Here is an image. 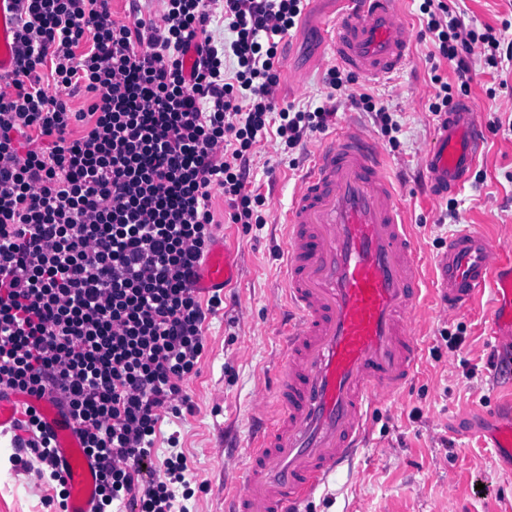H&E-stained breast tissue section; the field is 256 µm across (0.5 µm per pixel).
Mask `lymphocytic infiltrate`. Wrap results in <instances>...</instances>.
<instances>
[{
  "mask_svg": "<svg viewBox=\"0 0 512 512\" xmlns=\"http://www.w3.org/2000/svg\"><path fill=\"white\" fill-rule=\"evenodd\" d=\"M160 23L113 20L110 0H14V70L0 80V385L63 390L99 468L96 512H188L173 484L184 455L145 479L163 414L180 415L197 373L204 325L223 304L191 282L218 226L213 189L232 224H259L247 192L258 133L286 148L332 115L278 107L280 47L305 0H224L233 39L215 45L205 0H162ZM461 84L467 57L500 41L420 6ZM238 64L224 78V56ZM64 88L48 95L46 84ZM89 100L72 111L69 100Z\"/></svg>",
  "mask_w": 512,
  "mask_h": 512,
  "instance_id": "obj_1",
  "label": "lymphocytic infiltrate"
}]
</instances>
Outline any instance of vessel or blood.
Segmentation results:
<instances>
[{
	"mask_svg": "<svg viewBox=\"0 0 512 512\" xmlns=\"http://www.w3.org/2000/svg\"><path fill=\"white\" fill-rule=\"evenodd\" d=\"M326 39L342 68L369 80L399 72L413 52L402 0H336ZM15 15L0 0V75L14 68L2 51ZM487 106L463 99L440 122L422 160L432 198L469 179L485 136ZM286 288L296 310L274 391L272 426L249 449L243 487L230 512H298L300 504L359 447L375 401L409 380L419 357L412 317L425 283L415 237L398 185L379 143L353 125L341 127L313 156L284 216ZM442 317L468 311L490 295L488 334L512 340V263L475 226H463L436 259ZM233 279L223 240H216L195 288L211 291ZM56 392L27 396L0 386V437L18 433L24 411L38 415L56 443L67 512H95L98 475L80 448L72 417Z\"/></svg>",
	"mask_w": 512,
	"mask_h": 512,
	"instance_id": "b4317fda",
	"label": "vessel or blood"
}]
</instances>
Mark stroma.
<instances>
[{
	"label": "stroma",
	"mask_w": 512,
	"mask_h": 512,
	"mask_svg": "<svg viewBox=\"0 0 512 512\" xmlns=\"http://www.w3.org/2000/svg\"><path fill=\"white\" fill-rule=\"evenodd\" d=\"M422 0H403L413 32V59L390 79L354 77L344 94L331 95L327 74L334 63L318 23L329 0H311L290 45L304 75L300 84L280 82L279 105L301 110L333 109L327 130L307 134L286 149L274 132L257 136L251 156L250 191L262 195L264 221L243 228L225 223L229 203L213 190L216 231L238 269L225 287L222 309L205 323L206 346L198 372L183 386L190 398L179 416L164 415L154 455L164 461L183 453L193 475L190 512H225L241 487L245 450L261 424L256 404L269 390L284 356L283 325L288 298L283 215L302 173L330 129L353 124L375 138L400 186L405 220L418 241L423 264H431L450 233L471 224L500 244L512 260V0H447L466 27H493L501 41V63H485L482 44L469 56L468 91L454 87V100L486 103V140L470 178L448 196L423 192L419 170L441 117L429 109L438 87L434 75L455 79L453 66L436 56L424 36ZM368 93L387 108L398 129L386 135L374 113L358 109L350 94ZM436 293L427 287L413 321L420 344L416 370L395 396L370 409L364 448L339 467L299 507V512H512V457L498 455L494 437L512 424V349L490 338L488 298L466 313L445 319L435 312ZM178 445H170V436ZM8 443H0V512H53L60 492L44 464L28 455L13 464Z\"/></svg>",
	"instance_id": "obj_1"
}]
</instances>
